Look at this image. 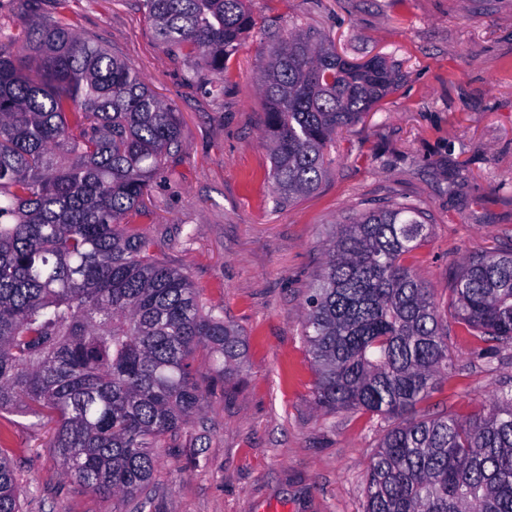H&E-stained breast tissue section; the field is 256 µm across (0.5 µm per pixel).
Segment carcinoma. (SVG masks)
Returning a JSON list of instances; mask_svg holds the SVG:
<instances>
[{"label":"carcinoma","instance_id":"1","mask_svg":"<svg viewBox=\"0 0 512 512\" xmlns=\"http://www.w3.org/2000/svg\"><path fill=\"white\" fill-rule=\"evenodd\" d=\"M22 2L21 25L0 28V413L52 423L68 478L137 499L156 449L204 405L196 351L228 376L246 340L127 221L180 150L176 109L74 32L68 0L52 15ZM142 2L187 82L224 95L227 63L253 25L245 0ZM259 81L272 186L290 201L318 187L328 145L399 74L383 57L351 62L308 30L266 48ZM430 229L402 202L336 226L305 299L315 402L397 420L378 438L364 512H512V390L464 420L417 411L452 369L439 307L405 263ZM453 293L457 323L512 340L511 250L471 254ZM0 512H20L2 452Z\"/></svg>","mask_w":512,"mask_h":512}]
</instances>
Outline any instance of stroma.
<instances>
[{
	"label": "stroma",
	"mask_w": 512,
	"mask_h": 512,
	"mask_svg": "<svg viewBox=\"0 0 512 512\" xmlns=\"http://www.w3.org/2000/svg\"><path fill=\"white\" fill-rule=\"evenodd\" d=\"M254 25L230 59L224 94L186 82L141 0H70L66 17L134 65L175 105L182 149L132 216L154 253L187 272L248 342L222 379L195 354L202 411L165 448L145 505L71 481L50 431L0 415V449L22 512H362L365 475L387 419L316 408L302 336L304 299L334 226L390 201L430 216L407 259L447 308L470 253L512 248V0H247ZM302 28L354 62L384 57L396 90L339 132L318 188L286 202L269 178L257 71L271 40ZM453 369L423 411L466 418L512 388V343L448 321Z\"/></svg>",
	"instance_id": "stroma-1"
}]
</instances>
